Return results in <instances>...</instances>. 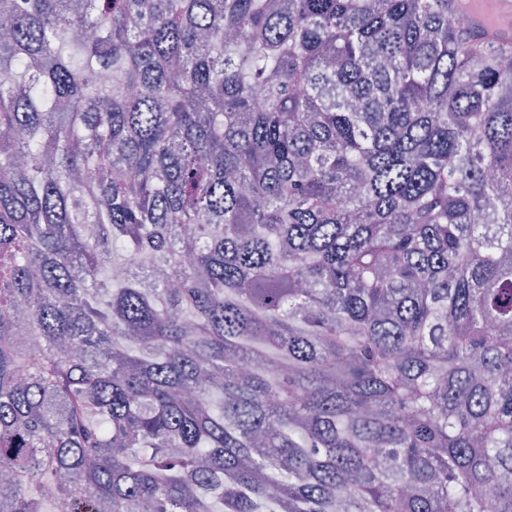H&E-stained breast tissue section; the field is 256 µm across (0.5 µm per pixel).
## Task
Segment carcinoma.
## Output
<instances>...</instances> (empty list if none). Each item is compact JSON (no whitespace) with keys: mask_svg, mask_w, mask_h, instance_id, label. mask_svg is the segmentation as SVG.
Instances as JSON below:
<instances>
[{"mask_svg":"<svg viewBox=\"0 0 512 512\" xmlns=\"http://www.w3.org/2000/svg\"><path fill=\"white\" fill-rule=\"evenodd\" d=\"M463 17L0 0V512H512V40Z\"/></svg>","mask_w":512,"mask_h":512,"instance_id":"carcinoma-1","label":"carcinoma"}]
</instances>
